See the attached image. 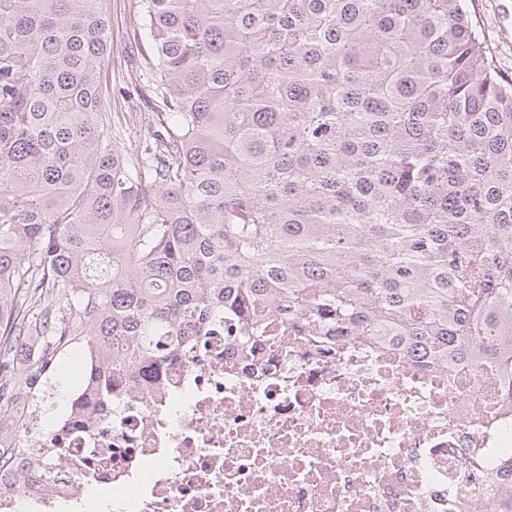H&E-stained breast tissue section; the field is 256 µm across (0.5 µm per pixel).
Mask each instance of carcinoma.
Wrapping results in <instances>:
<instances>
[{
	"mask_svg": "<svg viewBox=\"0 0 512 512\" xmlns=\"http://www.w3.org/2000/svg\"><path fill=\"white\" fill-rule=\"evenodd\" d=\"M105 2L0 0V485L68 466L16 435L74 347L60 442L207 336H400L512 373V80L468 0H130V153ZM105 4L112 20L113 55L115 59L121 58L122 62V73L118 65L115 73L112 70V77L109 75V81L112 82V97L111 101L107 99L105 105L107 109H111L112 117L115 116V123L112 121V142L131 152L139 142L149 139L152 134L145 124L141 125L139 122L140 112H147V108L127 77V69L130 73H135L138 65L136 53L133 55L130 49H127V36L138 26L139 19L130 8L129 0H107ZM114 112H118V118Z\"/></svg>",
	"mask_w": 512,
	"mask_h": 512,
	"instance_id": "obj_1",
	"label": "carcinoma"
}]
</instances>
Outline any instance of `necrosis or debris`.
I'll use <instances>...</instances> for the list:
<instances>
[{
	"label": "necrosis or debris",
	"instance_id": "1",
	"mask_svg": "<svg viewBox=\"0 0 512 512\" xmlns=\"http://www.w3.org/2000/svg\"><path fill=\"white\" fill-rule=\"evenodd\" d=\"M119 422L74 433L73 463L0 487V512H493L512 453V376L425 368L404 346L292 332L244 362L213 336Z\"/></svg>",
	"mask_w": 512,
	"mask_h": 512
}]
</instances>
